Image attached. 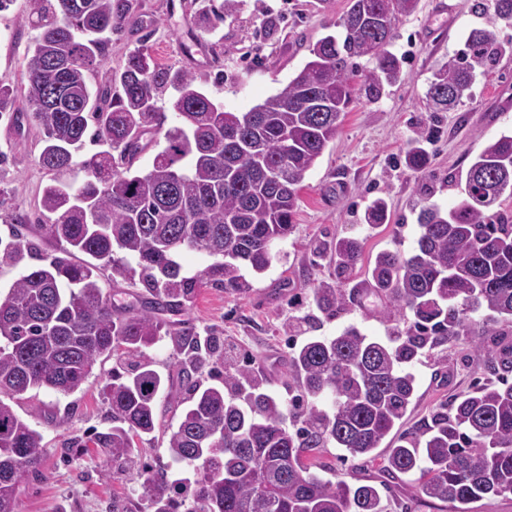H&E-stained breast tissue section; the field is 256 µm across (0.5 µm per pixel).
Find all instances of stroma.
<instances>
[{
  "mask_svg": "<svg viewBox=\"0 0 512 512\" xmlns=\"http://www.w3.org/2000/svg\"><path fill=\"white\" fill-rule=\"evenodd\" d=\"M139 3L125 28L113 33L109 61L93 75L92 84H110L128 54L144 45L158 62L190 70L211 99L232 112L249 111L279 92L303 68L310 45L329 34L341 35L336 21L348 8V0H239L236 11L207 33L196 25L204 0ZM443 3L419 0L416 12L400 20L390 47L402 62L399 82L378 98L361 94L351 104L335 140L301 184L295 227L277 243V259L265 273L248 274L251 291L241 295L209 283L183 312L158 313L164 339L146 358L169 383L170 394L158 406L164 423L176 420L180 401L190 394L182 376L186 357L175 345L186 327L201 337H220L224 344L223 367L203 368L195 375L197 382L212 384L225 370L245 366L286 400L295 394L290 353L306 337L334 336L351 324L367 335L386 337V322L356 305L330 319L314 313L310 284L331 271L324 245L342 237L361 239L367 264L384 251L411 254L420 233V207L451 208L459 194L449 190V177L467 169L486 141L512 133V25L503 23L497 33L506 50L499 61L478 69L469 98L431 118L426 92L437 65L460 53L469 30L484 22L472 9L474 0H454L450 13L443 11ZM35 35L28 0H14L0 12V78L22 90ZM420 130L436 142L428 149L429 167L417 173L406 167L404 155ZM41 148L38 127L20 137L0 118V154L5 157L0 164V236L7 234L13 211L33 218L40 214L42 189L49 181L38 164ZM378 197L386 200L389 219L371 229L363 215ZM131 362L128 355L105 359L73 393L34 389L14 403L15 412L41 432L44 445L40 474L21 486L16 512H112L116 500L128 512H150L147 500L133 492L131 478L145 466L175 479L164 436L138 442L126 460L81 445L93 430L111 426L103 386L113 370H126ZM411 370L417 400L404 419L408 430L429 421L439 403L468 392L474 381L497 379L467 340L418 356ZM319 462L323 478L343 472L356 483L388 485L387 512H455L451 504L416 498L414 484L391 477L381 461L343 460L328 448Z\"/></svg>",
  "mask_w": 512,
  "mask_h": 512,
  "instance_id": "stroma-1",
  "label": "stroma"
}]
</instances>
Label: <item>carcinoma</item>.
I'll list each match as a JSON object with an SVG mask.
<instances>
[{
  "label": "carcinoma",
  "instance_id": "1",
  "mask_svg": "<svg viewBox=\"0 0 512 512\" xmlns=\"http://www.w3.org/2000/svg\"><path fill=\"white\" fill-rule=\"evenodd\" d=\"M39 30L27 57V109L13 110L18 136L35 122L43 132L38 163L52 178L42 193L39 225L60 245L59 255L30 266L37 244L25 234L29 215L10 217L12 236L0 240V267L20 268L0 295V512H15L20 486L38 475L43 436L12 403L30 389L70 394L95 365L119 351L144 354L162 340L154 311L182 308L213 282L247 293L243 274L264 273L276 242L293 229L300 184L336 137L357 85L380 93L401 76L388 50L397 22L418 0H351L327 35L309 48L302 70L278 93L248 112H231L212 100L195 76L162 66L138 48L114 85L93 87L89 75L109 59L112 33L122 29L137 0H29ZM203 8L199 27L232 14ZM486 16L467 35L466 50L436 69L426 92L433 112H446L471 94L479 67L501 55L500 22L512 23V0H476ZM373 66L361 70L358 58ZM167 101L178 123L164 128ZM101 150L79 159L89 125ZM161 145L151 166L133 170L135 157ZM405 163L418 171L429 155L412 147ZM462 198L451 210L423 205L415 252H384L366 287L389 336L370 338L354 324L333 337L308 338L289 358L296 394L286 403L240 368L218 385H193L171 429L165 452L194 466L188 512H386L373 485L323 479L311 472L323 448L369 457L411 405L416 380L410 364L429 352L471 336L470 314L488 311L481 335L512 324V215L493 210L512 197V134L487 143L466 173L452 179ZM388 206L366 208L371 226L385 223ZM183 251L208 261L193 274L179 262ZM87 256L75 264L74 253ZM363 262L356 238L330 248L333 273L312 281V303L328 317L350 302L344 285ZM139 277L150 298L117 314L99 280L105 272ZM184 380L200 370L201 353L221 356L216 338L201 344L186 332ZM488 368L512 371V346L483 348ZM150 362L112 372L103 393L112 428L82 447L114 458L131 455L134 439L155 438L156 404L166 389ZM300 426L288 429L287 418ZM385 471L414 477L417 492L452 505L512 494V385L483 383L433 414L431 422L402 435L389 449ZM137 483L151 512H175L169 483L140 472Z\"/></svg>",
  "mask_w": 512,
  "mask_h": 512
}]
</instances>
